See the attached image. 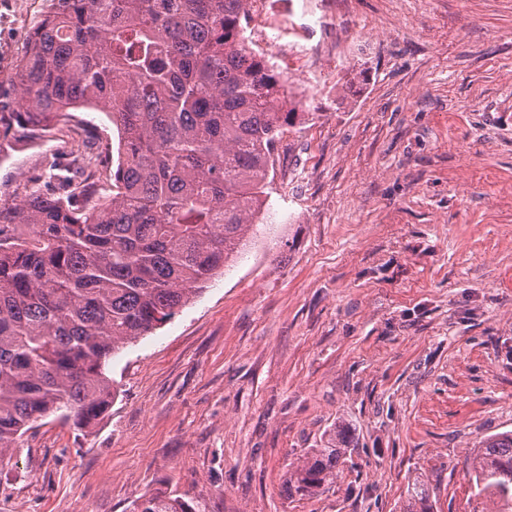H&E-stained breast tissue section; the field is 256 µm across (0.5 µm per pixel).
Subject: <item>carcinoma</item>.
Instances as JSON below:
<instances>
[{"mask_svg":"<svg viewBox=\"0 0 512 512\" xmlns=\"http://www.w3.org/2000/svg\"><path fill=\"white\" fill-rule=\"evenodd\" d=\"M16 70L21 125L106 113L118 132L109 181L89 146L47 163L45 189L0 203V463L61 413L80 429L112 404V359L172 319L224 271L260 220L285 129L320 118L245 36L248 0H50ZM344 425L288 465V496L328 490ZM512 512V431L474 446L469 472ZM131 512H202L163 492ZM406 512H433L412 483Z\"/></svg>","mask_w":512,"mask_h":512,"instance_id":"cac0c4a2","label":"carcinoma"}]
</instances>
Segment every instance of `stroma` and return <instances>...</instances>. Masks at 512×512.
Wrapping results in <instances>:
<instances>
[{"label":"stroma","instance_id":"35a3bbf8","mask_svg":"<svg viewBox=\"0 0 512 512\" xmlns=\"http://www.w3.org/2000/svg\"><path fill=\"white\" fill-rule=\"evenodd\" d=\"M302 0H266L299 60ZM49 0H0V113ZM357 39L318 120L281 135L263 223L175 317L110 364L114 399L87 433L52 414L0 464V512H130L163 491L206 512H482L466 468L512 431V0H328ZM74 132L118 150L102 112ZM0 123V202L47 155ZM353 450L329 491L291 498L288 466L336 424ZM406 512H433L429 490L419 481L412 483L409 490Z\"/></svg>","mask_w":512,"mask_h":512}]
</instances>
